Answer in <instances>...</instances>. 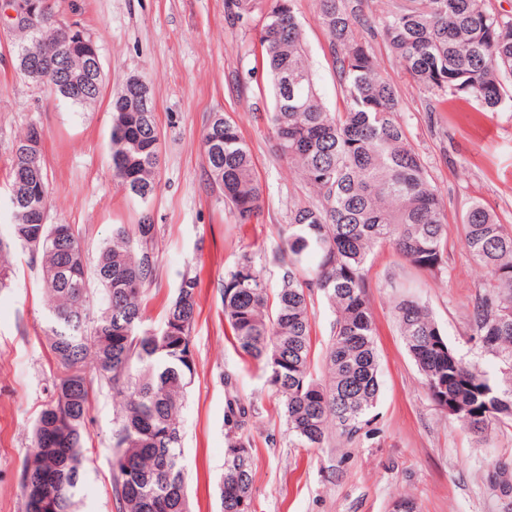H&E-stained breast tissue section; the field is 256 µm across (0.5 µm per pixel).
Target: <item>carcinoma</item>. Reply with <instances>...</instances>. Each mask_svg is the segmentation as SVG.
Masks as SVG:
<instances>
[{
  "mask_svg": "<svg viewBox=\"0 0 512 512\" xmlns=\"http://www.w3.org/2000/svg\"><path fill=\"white\" fill-rule=\"evenodd\" d=\"M227 18L263 19L262 69L274 98L270 129L280 159L314 195L290 210L282 245L273 256L280 268L269 292L263 267L242 255L224 277V321L237 349L261 365L281 399L288 438L296 448H323L329 429L343 443L356 441L371 421L379 392L378 356L369 305L368 262L387 244L416 270L444 269L448 224L441 191L410 144L400 121L398 89L369 50L364 0H318V20L341 89V106L327 110L307 63L293 0H227ZM47 24L25 35L16 54L55 55L68 34L51 12ZM392 54L413 82L436 96L465 98L480 110L512 103V16L487 0H407L377 18ZM60 77L43 85L74 106L95 93L69 94ZM129 90L112 97V172L130 196L146 204L157 189L160 135L155 113L142 119L128 110ZM205 175L240 224L260 212L262 188L250 147L229 115L211 119L204 137ZM50 195L43 157L13 155L9 209L13 245L41 268L51 300L45 335L56 371L33 427L20 488L26 512H75L82 490L84 436L92 396L86 367L93 362L112 391V493L116 512H189L179 410L194 372L191 333L200 280L184 275L158 331L144 328L148 289L156 279V225L143 213L135 225L114 224L100 248L95 274L98 299L88 288L78 234L59 239L55 224H22L17 212H47ZM469 251L485 272L483 292L467 315L470 334L492 364L464 360L427 306L405 298L396 317L406 349L436 407L471 435L512 429V226L481 203L460 224ZM332 307L335 320L322 358L326 378L316 376L311 312L314 294ZM252 405L226 401L228 448L218 486L223 512L252 504L254 455L243 433ZM56 427L69 445L42 448L41 431ZM495 459L490 468L501 493L512 495V473ZM52 468L57 483L40 475Z\"/></svg>",
  "mask_w": 512,
  "mask_h": 512,
  "instance_id": "carcinoma-1",
  "label": "carcinoma"
}]
</instances>
